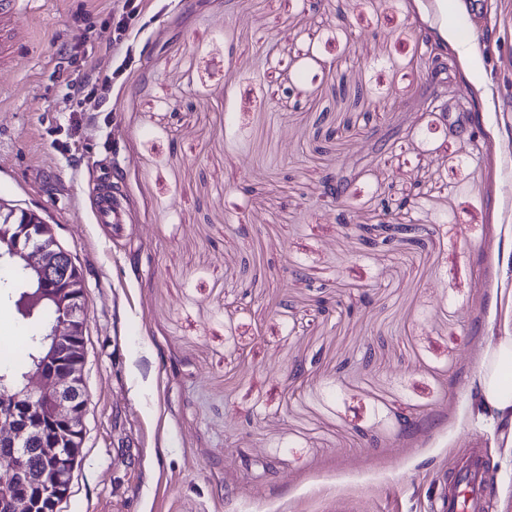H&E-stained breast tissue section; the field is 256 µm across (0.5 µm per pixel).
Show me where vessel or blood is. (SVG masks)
Listing matches in <instances>:
<instances>
[{
    "instance_id": "b4317fda",
    "label": "vessel or blood",
    "mask_w": 512,
    "mask_h": 512,
    "mask_svg": "<svg viewBox=\"0 0 512 512\" xmlns=\"http://www.w3.org/2000/svg\"><path fill=\"white\" fill-rule=\"evenodd\" d=\"M30 2L0 0V70L11 65L15 45L28 34L23 17ZM439 512H496L494 484L481 448L472 447L449 472Z\"/></svg>"
}]
</instances>
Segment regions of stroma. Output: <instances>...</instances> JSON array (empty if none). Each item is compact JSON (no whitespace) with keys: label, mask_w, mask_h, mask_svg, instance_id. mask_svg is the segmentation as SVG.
<instances>
[{"label":"stroma","mask_w":512,"mask_h":512,"mask_svg":"<svg viewBox=\"0 0 512 512\" xmlns=\"http://www.w3.org/2000/svg\"><path fill=\"white\" fill-rule=\"evenodd\" d=\"M447 2L435 76L429 0H143L120 45L122 0H33L0 74V199L84 276L61 512H433L476 439L512 512V456L464 395L512 310V0ZM125 55L111 111H79L69 58ZM439 92L465 135L419 113ZM104 171L116 230L96 220ZM337 174L349 230L320 199ZM408 195L424 231L387 249L373 228Z\"/></svg>","instance_id":"35a3bbf8"}]
</instances>
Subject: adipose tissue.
I'll return each mask as SVG.
<instances>
[{"label": "adipose tissue", "instance_id": "ef3b65f1", "mask_svg": "<svg viewBox=\"0 0 512 512\" xmlns=\"http://www.w3.org/2000/svg\"><path fill=\"white\" fill-rule=\"evenodd\" d=\"M502 335L485 339L482 359L467 390L498 430V441L512 449V319L502 323Z\"/></svg>", "mask_w": 512, "mask_h": 512}]
</instances>
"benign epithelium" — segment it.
I'll return each instance as SVG.
<instances>
[{
  "label": "benign epithelium",
  "mask_w": 512,
  "mask_h": 512,
  "mask_svg": "<svg viewBox=\"0 0 512 512\" xmlns=\"http://www.w3.org/2000/svg\"><path fill=\"white\" fill-rule=\"evenodd\" d=\"M347 183L331 176L321 198L341 210ZM22 227H0V263L22 270L26 286L17 308L27 318L49 301L55 316L44 329L47 348L24 370L17 384L0 376V512H58L70 494L82 458L88 395L85 381V283L73 252L53 227L32 210L0 200ZM421 224L381 225L382 242L393 246L413 240Z\"/></svg>",
  "instance_id": "obj_1"
}]
</instances>
